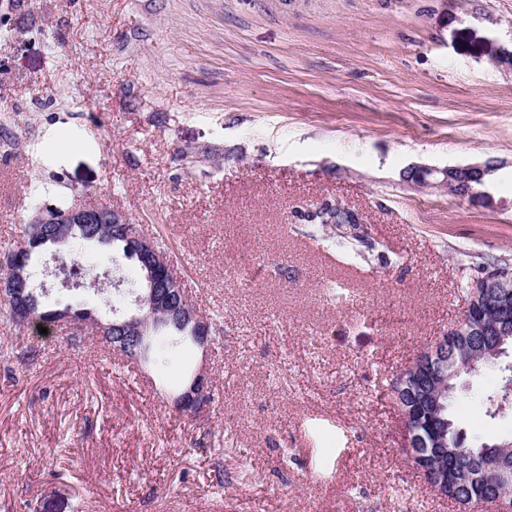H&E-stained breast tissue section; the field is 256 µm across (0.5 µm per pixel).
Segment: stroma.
I'll use <instances>...</instances> for the list:
<instances>
[{"label":"stroma","instance_id":"35a3bbf8","mask_svg":"<svg viewBox=\"0 0 512 512\" xmlns=\"http://www.w3.org/2000/svg\"><path fill=\"white\" fill-rule=\"evenodd\" d=\"M7 27L0 253L35 207L111 204L169 251L212 336L162 368L110 360L0 302V512H459L405 454L389 382L479 267L512 265V0H29ZM488 161L465 196L402 177ZM325 202L361 219L350 265L297 218ZM76 256L107 278L62 288ZM31 272L41 308L104 321L142 287L94 242ZM339 283L351 301H327ZM387 307L401 324L375 322ZM202 367L215 401L177 412ZM454 413L512 431L472 400Z\"/></svg>","mask_w":512,"mask_h":512}]
</instances>
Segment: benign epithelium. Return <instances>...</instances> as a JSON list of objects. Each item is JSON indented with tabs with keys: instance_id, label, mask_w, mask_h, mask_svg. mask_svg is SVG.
I'll list each match as a JSON object with an SVG mask.
<instances>
[{
	"instance_id": "benign-epithelium-1",
	"label": "benign epithelium",
	"mask_w": 512,
	"mask_h": 512,
	"mask_svg": "<svg viewBox=\"0 0 512 512\" xmlns=\"http://www.w3.org/2000/svg\"><path fill=\"white\" fill-rule=\"evenodd\" d=\"M497 170L492 163L467 164L447 166L443 169L433 168L431 172L441 176L440 184L453 186L456 179L462 175L479 177L480 183H485V177ZM29 223L34 225L38 241L61 243L69 234L77 230H86L89 224H111L119 231L129 224L127 215L105 203H77L64 214H59L54 207L38 208L31 216ZM137 255L143 266L149 272L152 285L143 295L135 299L139 314L128 318H117L108 323H102L87 313L68 315L73 329L84 335H93L101 341H112V349L134 356L138 361L148 359V340L157 331L154 319L172 318L191 326L192 339L205 348L210 341V324L198 313L187 290L183 287L182 279L174 269L171 257L167 251L160 248L156 241L146 235L136 236ZM478 287L483 289V297L473 305L466 307L463 316L449 330L448 334L455 335L457 330L468 334L463 325H473L469 321L470 314L478 310L481 304L488 303L498 308L502 313L500 323L491 327H479V331L500 337L495 351L500 354L508 353L504 348L506 339L512 334L509 324L512 318V273L499 270H489L486 275L477 278ZM0 300L10 305L12 319L18 325L27 323L31 307L37 301L31 287L29 276L24 264L11 266L0 277ZM450 341L446 336L439 337L427 352V357L420 364H411L408 370L412 374L403 377L394 389V398L405 394L412 399L417 408H442L441 398L443 389L435 387L438 381L448 380V349ZM212 388L208 372L201 368L192 377L183 391L174 398V407L182 413H195L210 405ZM404 425V448L415 469L422 477H427V454L436 452L448 454V443L443 433L434 432L428 439L421 438L411 422L412 414L406 410L401 414Z\"/></svg>"
}]
</instances>
